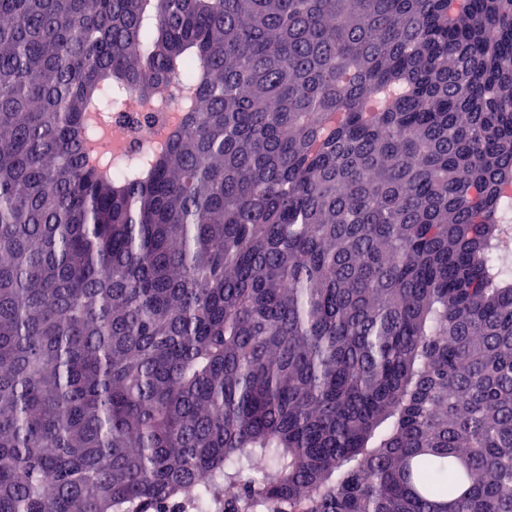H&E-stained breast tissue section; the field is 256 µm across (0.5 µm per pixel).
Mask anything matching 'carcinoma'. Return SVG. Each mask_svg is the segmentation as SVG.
Listing matches in <instances>:
<instances>
[{"label": "carcinoma", "instance_id": "1", "mask_svg": "<svg viewBox=\"0 0 512 512\" xmlns=\"http://www.w3.org/2000/svg\"><path fill=\"white\" fill-rule=\"evenodd\" d=\"M511 225L512 0H0V512H512ZM167 113L126 112L112 122V143L127 149L146 148L155 144L164 134ZM163 116V118H162ZM131 127L133 129L131 130Z\"/></svg>", "mask_w": 512, "mask_h": 512}]
</instances>
